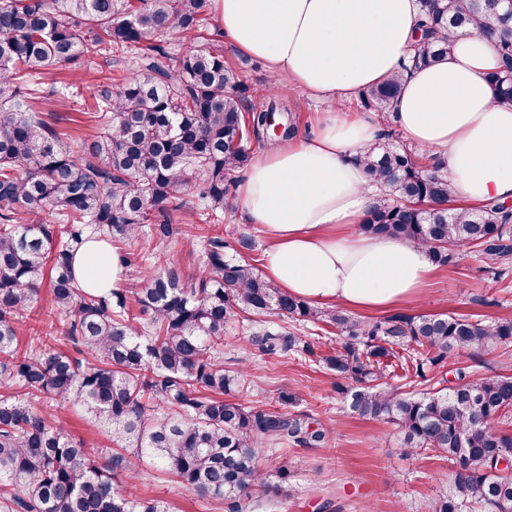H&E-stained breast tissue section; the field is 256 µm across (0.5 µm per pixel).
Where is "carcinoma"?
<instances>
[{
	"instance_id": "1",
	"label": "carcinoma",
	"mask_w": 512,
	"mask_h": 512,
	"mask_svg": "<svg viewBox=\"0 0 512 512\" xmlns=\"http://www.w3.org/2000/svg\"><path fill=\"white\" fill-rule=\"evenodd\" d=\"M207 0H0V512H170L130 482L132 460L146 462L195 491L244 512L257 490L292 487L285 465L268 462L274 442L313 447L328 431L229 399L244 381L224 369V327L239 317L267 315L322 323L345 338L323 359L341 379L349 409L394 424L401 449L448 457L454 469L430 512H512V434L495 428L512 419V374L474 378L457 370L455 384L406 392L382 381L388 359L422 348L440 365L462 353L512 344V319L485 321L451 312L360 320L341 308L316 307L225 254L230 245L204 237L201 277L184 280L161 251L178 233L169 210L189 186L211 225L250 159L251 144L274 121L280 138L297 133L283 98L244 110L224 54L200 45L224 36L209 27ZM177 31L183 51L162 45ZM421 40L384 84L360 93L380 114L379 141L359 158L379 202L358 230L422 245L434 265L475 247L496 270L512 258V205L454 203L436 156L419 161L398 144L390 118L405 71L448 54L460 33L496 48L491 76L496 101L512 103V18L493 14L489 0H422ZM95 45L123 72L106 78L84 103L98 125L78 151L31 105L37 80L78 61ZM46 212L57 222L43 221ZM148 228L155 241L144 266L129 249ZM101 239L143 270L144 288L130 306L114 289L101 295L77 283L76 249ZM50 290L70 353L34 336L17 344L16 321ZM264 352H286L298 340L264 329L248 336ZM89 357H82V349ZM87 414L133 457L112 454L99 465L85 445L53 424L39 404Z\"/></svg>"
}]
</instances>
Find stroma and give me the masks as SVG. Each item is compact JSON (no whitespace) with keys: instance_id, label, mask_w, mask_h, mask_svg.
<instances>
[{"instance_id":"1","label":"stroma","mask_w":512,"mask_h":512,"mask_svg":"<svg viewBox=\"0 0 512 512\" xmlns=\"http://www.w3.org/2000/svg\"><path fill=\"white\" fill-rule=\"evenodd\" d=\"M224 60L247 88L248 106L264 104L273 85L283 76L270 71L259 60L238 54L225 45ZM110 66L97 49L91 48L74 64L53 71L42 80L43 93L65 85L79 87L99 82ZM45 119L65 133L74 148H81L87 134V117L74 98L53 99L45 108ZM201 202L195 190L179 194L172 203L170 218L179 232L165 250L185 279L197 278L203 267L204 250L197 243L196 213ZM219 229L225 240L251 236L255 248L242 258L260 266L268 242L255 225L246 223L235 210L221 213ZM473 314L487 320L512 319V267L497 277L485 267L482 256L460 248L455 260L434 268L420 293L400 305L403 315L442 311ZM270 326L294 333L307 343V350L266 354L248 344L241 321L224 331L223 361L226 369L247 363L250 373L235 394L238 402L284 416L312 418L329 430L326 444L310 448L285 443L274 446V463L287 465L292 473V496L254 493L247 512H364L373 504L376 512H429L443 480L451 473L446 460L407 456L400 452L397 431L389 423L354 415L336 390V375L324 358L335 352L340 338L335 329H318L287 318L269 317ZM447 369H464L482 377L512 373V346H501L479 354L463 353L446 363ZM52 419L89 448H109L113 441L98 432L81 413L71 408H51ZM141 496L169 503L171 512H228L226 504L200 498L173 478L148 466H140L135 480Z\"/></svg>"}]
</instances>
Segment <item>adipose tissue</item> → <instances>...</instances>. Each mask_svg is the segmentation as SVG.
<instances>
[{"label": "adipose tissue", "instance_id": "ef3b65f1", "mask_svg": "<svg viewBox=\"0 0 512 512\" xmlns=\"http://www.w3.org/2000/svg\"><path fill=\"white\" fill-rule=\"evenodd\" d=\"M234 49L326 104L317 133L265 150L238 184L235 204L270 243L263 271L318 306L385 311L416 296L433 271L421 246L358 232L377 195L357 156L380 126L344 111L385 82L419 38V0H210ZM495 47L459 35L448 55L405 73L391 110L401 138L441 155L459 205L512 202V104L495 102ZM81 287L109 294L121 255L88 242L74 254Z\"/></svg>", "mask_w": 512, "mask_h": 512}]
</instances>
